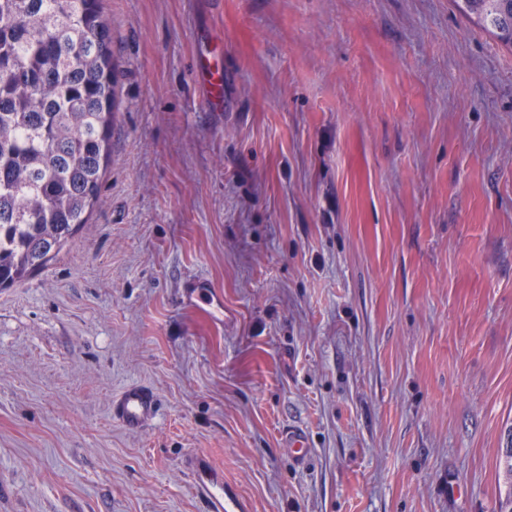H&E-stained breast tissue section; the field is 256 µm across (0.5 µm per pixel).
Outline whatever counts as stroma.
Returning <instances> with one entry per match:
<instances>
[{"label": "stroma", "instance_id": "1", "mask_svg": "<svg viewBox=\"0 0 512 512\" xmlns=\"http://www.w3.org/2000/svg\"><path fill=\"white\" fill-rule=\"evenodd\" d=\"M103 7L98 200L0 288V512H206L197 456L248 512H496L512 47L453 0ZM194 279L222 318L185 300ZM133 383L160 398L134 432L111 415ZM203 81L205 86V102L214 106L220 105L224 97V70H209Z\"/></svg>", "mask_w": 512, "mask_h": 512}]
</instances>
